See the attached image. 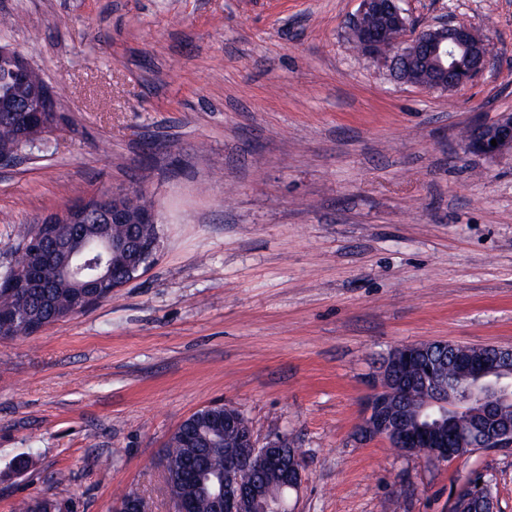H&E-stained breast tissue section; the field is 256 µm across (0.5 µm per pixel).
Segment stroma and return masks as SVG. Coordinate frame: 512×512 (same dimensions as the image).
I'll return each instance as SVG.
<instances>
[{
	"instance_id": "35a3bbf8",
	"label": "stroma",
	"mask_w": 512,
	"mask_h": 512,
	"mask_svg": "<svg viewBox=\"0 0 512 512\" xmlns=\"http://www.w3.org/2000/svg\"><path fill=\"white\" fill-rule=\"evenodd\" d=\"M403 6L474 23L494 69L395 82L345 39L357 0H0L21 19L0 45L65 116L0 166V275L18 225L106 191L144 188L164 238L112 298L0 339V512L132 491L169 512L162 448L217 400L300 449L295 512H451L474 480L512 512V448L442 463L356 436L394 348L512 347V156L458 139L512 113V0Z\"/></svg>"
}]
</instances>
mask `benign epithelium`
Returning <instances> with one entry per match:
<instances>
[{"label": "benign epithelium", "mask_w": 512, "mask_h": 512, "mask_svg": "<svg viewBox=\"0 0 512 512\" xmlns=\"http://www.w3.org/2000/svg\"><path fill=\"white\" fill-rule=\"evenodd\" d=\"M357 14L350 21V32L356 35L360 54L379 68L392 73L402 83L428 90L452 91L467 87L494 66L489 41L468 24H456L446 18L427 26L414 28L401 6L402 0H359ZM497 145H491V141ZM464 149L485 157H496L512 151V113L502 112L494 120H476L465 130ZM128 191L112 193V204L105 207L106 224H156L154 206L130 211L123 198ZM40 224L80 223V206L70 203L39 218ZM102 254L110 244L86 231L77 239H57L44 251L21 252L17 270L30 287L40 284L41 270L60 257L78 256L88 245ZM79 287L89 289L74 302L73 311L88 308L98 295L90 289L110 276L107 270L95 268L90 260L65 267ZM442 368L419 363L412 345L405 344L386 357L365 402V414L357 434L364 441L383 439L405 452L412 448H441L446 425L444 409L453 404L469 407L476 416L478 431L470 432L476 444L492 443L497 448L512 447V431L489 435L481 428L503 403H512V372L483 360L460 365L465 382L448 390V369L445 357H439ZM418 390L425 396L419 411L406 406L407 396ZM233 433V441L224 446V481L214 493L211 512H292L287 497L275 495L256 472H272L281 488L296 492L305 476L300 457L288 459V438L277 437L262 445L252 425L239 409L224 406V433ZM117 512H154L150 498L137 493L127 494L118 504Z\"/></svg>", "instance_id": "1"}]
</instances>
